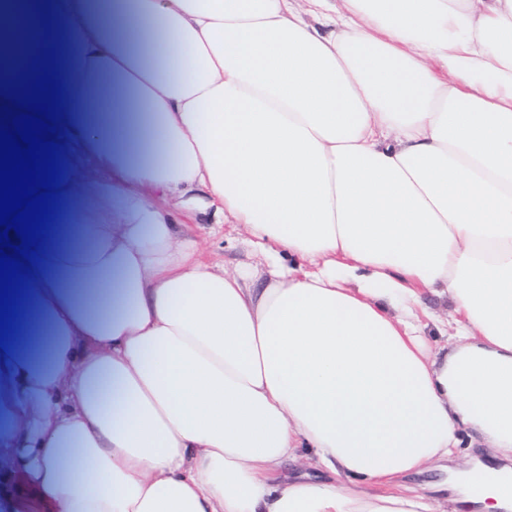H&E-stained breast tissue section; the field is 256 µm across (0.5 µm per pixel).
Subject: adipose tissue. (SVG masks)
Returning <instances> with one entry per match:
<instances>
[{"label":"adipose tissue","instance_id":"1","mask_svg":"<svg viewBox=\"0 0 512 512\" xmlns=\"http://www.w3.org/2000/svg\"><path fill=\"white\" fill-rule=\"evenodd\" d=\"M43 36L65 178L21 325L53 339L0 353L38 512H439L395 482L467 439L448 512H512V0H114L108 32L0 0V81ZM226 224L262 267L207 254ZM107 183L106 179L90 183L76 204L74 211L69 215L66 223L70 224L68 225V236L72 242H80V224L84 223V214L95 207L99 193ZM52 328L45 318H37L30 325L26 334V342L30 348L31 358L35 365L39 363L42 348L49 342L52 336Z\"/></svg>","mask_w":512,"mask_h":512}]
</instances>
